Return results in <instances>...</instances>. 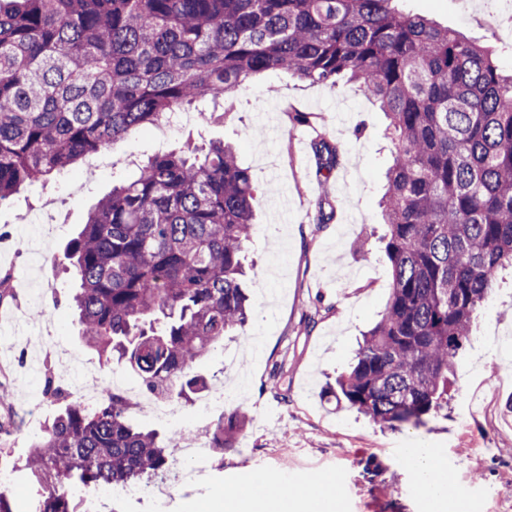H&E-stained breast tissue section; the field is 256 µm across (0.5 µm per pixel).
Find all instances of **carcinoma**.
<instances>
[{"instance_id": "cac0c4a2", "label": "carcinoma", "mask_w": 512, "mask_h": 512, "mask_svg": "<svg viewBox=\"0 0 512 512\" xmlns=\"http://www.w3.org/2000/svg\"><path fill=\"white\" fill-rule=\"evenodd\" d=\"M399 0H0V204L186 106L267 70L356 84L389 119L380 205L391 291L336 401L386 429L448 410L454 359L512 266V69ZM319 176L339 145L313 143ZM256 190L232 143L158 154L89 211L63 260L80 336L102 366L186 403L195 371L245 327ZM30 446L40 483L123 489L171 465L175 439L132 421L118 393L66 398Z\"/></svg>"}]
</instances>
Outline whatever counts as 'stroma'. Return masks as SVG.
I'll return each instance as SVG.
<instances>
[{"mask_svg":"<svg viewBox=\"0 0 512 512\" xmlns=\"http://www.w3.org/2000/svg\"><path fill=\"white\" fill-rule=\"evenodd\" d=\"M400 9L429 16L441 25L494 50L512 68V7L505 0H401ZM311 113L318 134L340 144L344 160L334 176L319 183L309 146L292 109ZM257 137L238 140V126ZM382 112L353 85H316L278 70L255 77L251 88L228 105L223 119L188 123L157 143L150 129L132 133L112 148L111 170L67 175L22 189L0 208V231L25 235L37 219L44 194L64 195L65 176L83 178L85 191L56 213L57 234L49 253L62 254L87 214L118 177L134 178L154 155L185 142L235 139L239 161L258 190V227L246 256L253 312L236 335L225 337L198 366L211 390L246 381L247 392L225 406L239 425L222 458H211L200 482L176 488L163 500L129 504V512H211L218 497L235 493L256 471L282 476L290 487L329 475L335 481L337 512H512V378L498 374L512 352V269L479 311L473 337L455 360V391L448 415L416 429H383L354 410L337 405L331 390L358 352L363 334L377 321L390 293L391 272L382 237L387 230L379 201L393 145ZM334 217L318 222V201ZM56 293L27 307L30 324L0 349V366L11 368L8 405L17 420L0 435V456L15 464L14 512L38 489L23 468L29 445L51 420L45 405L38 417L25 408L28 391H41L40 347L58 344L81 361L97 364L96 351L79 337L68 303L72 286L65 266L42 262ZM476 395L481 406L461 417L460 402ZM438 449L447 462L456 496L434 501L413 485L409 449Z\"/></svg>","mask_w":512,"mask_h":512,"instance_id":"stroma-1","label":"stroma"}]
</instances>
